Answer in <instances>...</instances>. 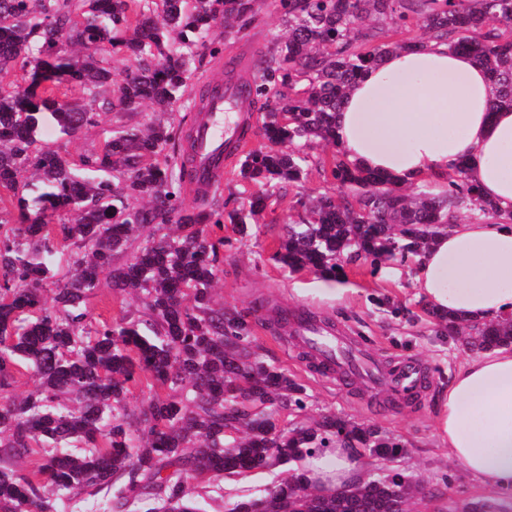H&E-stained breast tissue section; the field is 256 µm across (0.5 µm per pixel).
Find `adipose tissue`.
I'll return each mask as SVG.
<instances>
[{
    "mask_svg": "<svg viewBox=\"0 0 512 512\" xmlns=\"http://www.w3.org/2000/svg\"><path fill=\"white\" fill-rule=\"evenodd\" d=\"M350 159L410 186H438L459 160L482 195L512 211V108L494 107L484 67L432 40L388 54L355 82L336 114ZM416 282L441 313L490 321L512 312V224L457 222L420 257ZM448 453L493 490L512 489V349L487 351L449 380L436 416ZM307 476L338 487L357 468L347 449L309 458Z\"/></svg>",
    "mask_w": 512,
    "mask_h": 512,
    "instance_id": "adipose-tissue-1",
    "label": "adipose tissue"
}]
</instances>
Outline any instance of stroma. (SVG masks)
Wrapping results in <instances>:
<instances>
[{
	"label": "stroma",
	"mask_w": 512,
	"mask_h": 512,
	"mask_svg": "<svg viewBox=\"0 0 512 512\" xmlns=\"http://www.w3.org/2000/svg\"><path fill=\"white\" fill-rule=\"evenodd\" d=\"M281 32L275 0H263L257 20L242 33L223 39L220 54L199 71V78L223 79L225 63L231 59L239 68L249 67L268 41ZM335 190L319 167H311L301 184L290 187L272 204L265 225L221 249L218 264L223 275L214 292L215 306L244 315L261 338L265 361L288 370L303 385L307 404L303 420L337 414L357 425L376 426L399 443L392 460L362 456V473H401L429 488H443V498L435 503L438 512H461L472 502L484 504L486 512H507L512 507V489H487L478 477L449 458L436 437L437 400L472 353L427 316L414 267L392 264L375 270L357 263L344 266L337 278L330 280L308 271L288 274L272 261L279 235L296 214L298 196ZM336 285L343 289L341 296H319V289ZM301 306L381 361L405 358L425 364L432 371V384L421 399L409 404L394 402L382 387L369 388L355 382L339 387L317 376L303 353L284 351L285 332L265 321L272 309L292 312ZM279 478L276 469L251 472L224 480L214 489L203 475L194 481L192 489L209 490L206 512H225V503L259 495L277 484Z\"/></svg>",
	"instance_id": "35a3bbf8"
}]
</instances>
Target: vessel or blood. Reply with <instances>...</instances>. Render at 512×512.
I'll list each match as a JSON object with an SVG mask.
<instances>
[{"mask_svg": "<svg viewBox=\"0 0 512 512\" xmlns=\"http://www.w3.org/2000/svg\"><path fill=\"white\" fill-rule=\"evenodd\" d=\"M247 118L241 109L239 85L222 82L217 84L205 110L190 123L193 181L188 189L197 199L222 189L226 169L247 146L241 132ZM289 332L313 353L320 370L336 380L359 375L374 385L389 381L397 396L404 400L415 398L427 382L426 375L413 361L401 359L382 368L377 359L354 352L342 337L312 320L296 319Z\"/></svg>", "mask_w": 512, "mask_h": 512, "instance_id": "obj_1", "label": "vessel or blood"}]
</instances>
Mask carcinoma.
Listing matches in <instances>:
<instances>
[{
	"instance_id": "1",
	"label": "carcinoma",
	"mask_w": 512,
	"mask_h": 512,
	"mask_svg": "<svg viewBox=\"0 0 512 512\" xmlns=\"http://www.w3.org/2000/svg\"><path fill=\"white\" fill-rule=\"evenodd\" d=\"M283 35L254 61L243 83L247 107L263 115V143L240 164L257 187L228 214L188 212L181 195L190 145L175 117L103 130L101 148L71 165L41 144L52 127L72 137L114 112L150 106L196 109L211 88L194 83L215 31L243 29L259 0H0V188L25 220L0 236V512H72L83 495L99 512H200L188 485L288 467L265 494L226 512H406L419 484L402 474L361 477L326 493L295 465L333 448L390 460L398 444L370 427L329 414L306 425L288 416L306 407L302 386L267 364L252 325L215 307L224 239L201 225L229 221L249 235L272 195L301 182L313 164L344 188L301 197L299 221L279 238L273 259L326 276L342 264L418 262L448 223V212L477 219L496 209L463 168L448 190L411 197L342 152L313 158L314 142L335 144L336 112L349 85L385 55L411 45L390 40L414 24L450 51H468L487 70L495 105L512 107V0H279ZM120 54L133 63L121 80ZM78 90L82 97L67 92ZM172 160H160L165 150ZM72 247L71 265L57 262ZM127 261L112 265L115 256ZM140 300L92 326L88 300L101 285ZM450 332L468 329L471 346L512 348V317L462 325L430 312ZM25 368L36 382L24 399L9 394ZM153 394L137 410L130 385ZM38 455L30 474L7 459Z\"/></svg>"
}]
</instances>
